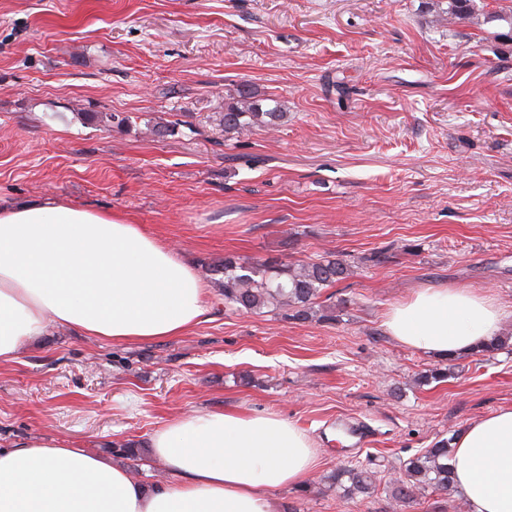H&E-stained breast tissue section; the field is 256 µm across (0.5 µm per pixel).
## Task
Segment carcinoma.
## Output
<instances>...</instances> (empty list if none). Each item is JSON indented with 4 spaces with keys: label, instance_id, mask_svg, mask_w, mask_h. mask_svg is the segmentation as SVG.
Listing matches in <instances>:
<instances>
[{
    "label": "carcinoma",
    "instance_id": "obj_1",
    "mask_svg": "<svg viewBox=\"0 0 512 512\" xmlns=\"http://www.w3.org/2000/svg\"><path fill=\"white\" fill-rule=\"evenodd\" d=\"M475 12V0H448L450 17L465 20ZM219 115L224 133L241 134L256 128H273L286 113L282 112L280 101L259 95L244 82L239 84L236 95L224 98ZM84 116L103 126H121L126 122V118L112 112H86ZM219 272L224 274L220 283L224 306L254 313L265 309L283 311L293 320L305 321L313 316V305L321 290L346 279L351 274V265L333 253L315 261L288 265L268 259L249 261L226 256ZM511 340L499 335L474 354L490 357L508 347ZM451 452V440L442 439L409 459L400 476L388 482L394 504L406 508L415 501L416 494L425 489L444 494L453 492L452 467L448 464ZM327 480L349 497H368L380 483L374 472L358 465H341Z\"/></svg>",
    "mask_w": 512,
    "mask_h": 512
}]
</instances>
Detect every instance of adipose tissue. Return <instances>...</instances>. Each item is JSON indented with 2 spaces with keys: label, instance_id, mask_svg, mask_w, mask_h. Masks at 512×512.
Instances as JSON below:
<instances>
[{
  "label": "adipose tissue",
  "instance_id": "ef3b65f1",
  "mask_svg": "<svg viewBox=\"0 0 512 512\" xmlns=\"http://www.w3.org/2000/svg\"><path fill=\"white\" fill-rule=\"evenodd\" d=\"M205 290L194 268L118 213L46 198L0 206V366L50 328L113 343L165 339L198 324ZM506 316L468 288H424L383 325L398 343L438 356L472 352ZM467 512H512V407L467 422L453 441ZM165 480L52 439L0 450V512H269L271 492L305 485L316 450L293 421L199 411L150 437Z\"/></svg>",
  "mask_w": 512,
  "mask_h": 512
}]
</instances>
